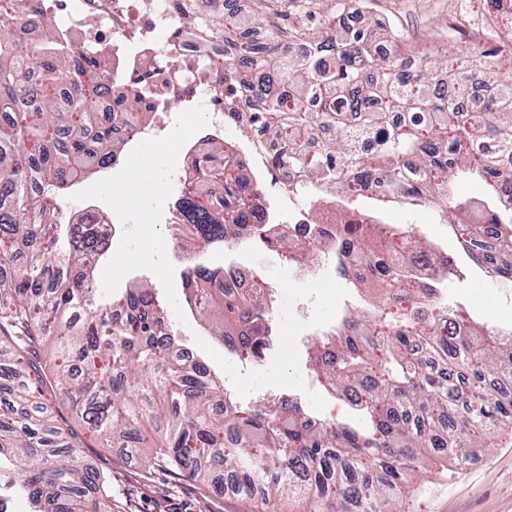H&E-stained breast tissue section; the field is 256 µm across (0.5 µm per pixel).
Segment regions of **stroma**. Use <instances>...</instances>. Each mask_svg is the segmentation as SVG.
<instances>
[{"label": "stroma", "mask_w": 512, "mask_h": 512, "mask_svg": "<svg viewBox=\"0 0 512 512\" xmlns=\"http://www.w3.org/2000/svg\"><path fill=\"white\" fill-rule=\"evenodd\" d=\"M132 173L118 164L97 177L74 186L61 199L64 207L79 210L97 202L103 192L118 191ZM358 207L378 215L384 223L408 235L437 242L453 257L460 270L440 293L441 301L466 310L490 326L512 323V285L490 278L460 248L436 207H397L361 199ZM115 223L124 227L117 244L102 258L95 279L101 296L126 288L134 281L147 282L166 303V324L180 347L193 351L216 374L233 401L247 409L280 395H287L308 415L324 416L362 430L365 419L343 397L329 392L310 361L317 334L337 323L346 313L366 309L368 290H356L345 280L327 279L303 289L288 284V265L280 252L245 250L267 281L278 283L272 298V315L285 332L283 345L274 346L260 360L232 357L223 345L207 336L183 302L180 268L173 257L174 240L144 242L140 227L166 222L168 209L158 204L148 210L120 205L109 209ZM85 462L107 474L112 483V512H248L250 505L228 493L217 498L208 488L162 466H143L123 449L110 448L89 438L79 451ZM393 512H512V435L492 439L487 447L461 467L426 464L422 479L400 494Z\"/></svg>", "instance_id": "obj_1"}]
</instances>
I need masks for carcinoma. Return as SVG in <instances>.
Instances as JSON below:
<instances>
[{
    "label": "carcinoma",
    "mask_w": 512,
    "mask_h": 512,
    "mask_svg": "<svg viewBox=\"0 0 512 512\" xmlns=\"http://www.w3.org/2000/svg\"><path fill=\"white\" fill-rule=\"evenodd\" d=\"M51 2L0 0V503L13 489L37 505L33 512H112L110 480L75 455L90 434L131 449L144 466L160 457L219 498L232 491L267 509L286 492L308 498L309 512H380L421 477L427 454L463 465L512 422V341L428 292L409 302L418 258L434 261L440 279L457 267L439 245L408 240L398 228L392 236L403 244L389 253L349 226L336 234L338 265L361 273L359 284L373 282L374 309L343 320L331 356L314 352L324 384L354 397L369 416L368 435L339 423L308 428L290 400L224 411L222 379L176 354L153 289L98 300L93 275L108 245L92 225H67L56 239L61 257L49 258L45 240L60 193L115 165L124 151L112 124L93 112L96 99L106 93L118 114L139 111L148 122L154 81L149 60L142 83L127 89L107 81L102 49L78 50L63 39ZM211 2L213 10L192 20L194 32L219 41L205 64L211 94L224 99L232 123L234 99L252 94L253 122L279 142L274 165L299 168L312 191L334 183L347 200L364 197L344 173L361 166L375 180L372 199L442 203L469 245L487 228L456 223L465 205L455 203L453 179H479L496 236L468 256L488 277L512 281V264L498 260L512 252V191L498 172L499 158L512 152V73H493L496 93L472 116L467 73L451 70L448 93L430 92L440 68L429 55L405 72L398 58L378 51L374 22L333 24L339 0H309L301 17L318 21L319 31L288 34L316 45L305 54L279 51L283 39L272 28L262 42L247 37L224 14L225 0ZM281 81L291 95L271 94ZM314 100L317 112L309 111ZM404 111L427 120L388 125L389 113ZM348 112L378 132L359 157L346 134ZM322 125L336 127V140L306 149ZM237 164L216 139L184 182L180 228L203 247H222L240 227L263 220ZM214 183L223 194L207 192ZM183 280L187 304L212 335L238 356H262L264 289L241 296L215 288L221 270L198 261ZM49 339L48 362L41 349Z\"/></svg>",
    "instance_id": "cac0c4a2"
}]
</instances>
